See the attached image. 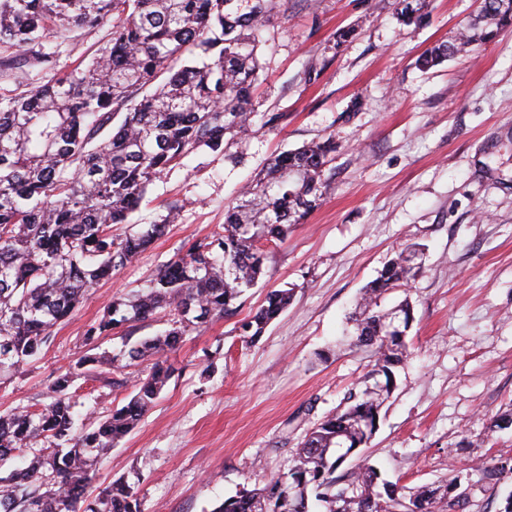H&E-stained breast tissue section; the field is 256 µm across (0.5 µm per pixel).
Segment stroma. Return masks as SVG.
Segmentation results:
<instances>
[{
  "instance_id": "stroma-1",
  "label": "stroma",
  "mask_w": 512,
  "mask_h": 512,
  "mask_svg": "<svg viewBox=\"0 0 512 512\" xmlns=\"http://www.w3.org/2000/svg\"><path fill=\"white\" fill-rule=\"evenodd\" d=\"M279 2L260 32L251 133L223 150L192 151L154 181L123 230L166 218V234L85 293L42 357L0 386V410L46 402L53 375L86 353L84 332L112 301L148 288L170 259L223 233L225 211L271 155L330 136L329 195L273 249L239 313L271 288L293 289L288 309L256 344L241 341L230 317L168 353L173 376L107 454L96 486L125 477L139 482L145 512H213L243 485L286 472L308 429L370 369L345 334L362 289L416 243L423 274L385 301L414 308L409 356L362 454L406 487L460 473L470 512H502L512 476L477 465L512 457V429L488 428L512 410V26L424 71L419 55L454 42L477 0H424L422 21L411 23L398 19L397 0ZM343 29L348 37L337 40ZM111 31L47 38L39 50L48 63L18 61L0 76V95L70 72ZM139 372L136 364L111 371L114 387L80 381L77 411L122 402Z\"/></svg>"
}]
</instances>
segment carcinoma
<instances>
[{
	"label": "carcinoma",
	"instance_id": "1",
	"mask_svg": "<svg viewBox=\"0 0 512 512\" xmlns=\"http://www.w3.org/2000/svg\"><path fill=\"white\" fill-rule=\"evenodd\" d=\"M0 0V48L18 52L49 35L112 19V37L86 62L36 90L0 98V384L30 363L53 328L74 313L88 288L137 258L164 235L167 220L120 235L116 227L150 184L198 148L217 151L249 135L260 64L255 31L275 0ZM512 23V0H483L472 33L432 47L416 61L434 67ZM331 138L270 157L228 210L224 234L193 243L163 265L150 286L112 303L89 326L96 345L164 310L159 336L126 338L117 352L87 354L79 369H61L48 401L35 410L0 413V466H24L0 478V512H144L137 483L119 478L98 494L92 483L104 455L154 406L173 369L163 355L212 319L236 314L235 302L267 275L268 247L283 242L323 202ZM407 245L368 283L349 316L352 346L371 370L346 406L307 431L288 472L242 487L213 512H467L469 496L450 478L404 488L359 456L376 430L395 370L407 347L397 338L414 319L408 300L391 326L382 303L423 273ZM292 299L270 289L239 321L246 343L258 341ZM145 365L128 401L74 427L71 389L81 373L102 375ZM356 461L342 473L347 461Z\"/></svg>",
	"mask_w": 512,
	"mask_h": 512
}]
</instances>
